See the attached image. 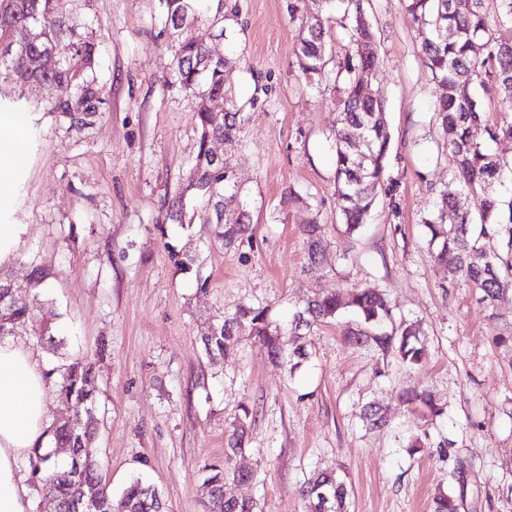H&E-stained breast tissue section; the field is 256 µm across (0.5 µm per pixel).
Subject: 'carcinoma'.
<instances>
[{
    "label": "carcinoma",
    "instance_id": "obj_1",
    "mask_svg": "<svg viewBox=\"0 0 512 512\" xmlns=\"http://www.w3.org/2000/svg\"><path fill=\"white\" fill-rule=\"evenodd\" d=\"M70 0H0V65L14 76L16 87L32 83L51 92V110L69 118L81 128L100 111L101 89L94 79L97 44L77 31L69 10ZM405 10L415 22L429 30L421 53L425 67L443 89L435 106V117L443 138L456 158L457 171L437 194L434 211L424 220L429 248L435 262L448 273V287L464 283L478 294V303L491 311L500 296L512 288V199L506 201L487 193V188L512 172V165L489 151L472 130L484 126L488 140L512 139V40L495 37L500 27H512V0H403ZM164 30L192 26L196 36L173 46L175 82L194 99L201 126L196 162L188 176L192 188L208 211L205 220L225 224L224 244L230 246L253 232L250 216L240 208L235 173L227 161L210 158L206 145L221 139L224 146H239L243 106L232 92L224 89L227 58L210 56L213 40L232 31L237 13H224L223 0H162ZM347 31L353 52L336 64L331 76L332 58L326 54L325 38L330 23ZM375 32L364 0H321L317 14L302 23L297 46V66L304 79L321 85L341 81L338 92V119L334 133V186L339 214L349 234L357 232L376 202L379 193L397 190L399 178L390 172L392 135L385 119L384 102L372 96L370 88L380 62L374 51ZM58 49L60 64L50 72L39 70L34 60L48 49ZM222 97L226 111L212 112L203 105L206 98ZM494 108L500 119L489 122L487 112ZM475 201V211L459 206L461 197ZM236 213L224 223L223 211ZM454 212L455 222L445 217ZM318 224L302 229L307 242V259L324 261ZM46 274L32 269L29 281L21 288L0 280V338L9 336L39 304L35 289L42 287ZM350 310L357 316L345 329L350 346L374 348L393 355L411 369L427 356V346L419 325L394 324L393 309L385 294L376 288H357L348 294L318 293L296 311L290 327L271 320L269 308L250 303L239 305L202 337L206 354L223 355L239 342L246 330L254 344L269 359L293 371L307 353L306 337L317 325L327 323ZM52 392L65 405L79 404L81 421L70 425L58 421L50 426L56 448H75L77 456L63 466L56 465L52 450L35 449L31 456L33 475L38 481H56L55 496L40 505V512H76V499L90 488L100 489L92 512H158L162 506L158 490L141 480L132 481L117 501L103 483L97 450L91 447L94 424V364L76 360L58 369ZM400 399L417 416L416 430L408 437L410 455L428 448H446L452 440H433L430 428L446 414V404L433 392L409 387ZM360 419L369 430L388 425L387 416L374 403L363 406ZM249 439L242 422L231 423L224 448V468L212 469L204 481L202 512H260L252 498L224 496V484L257 480L254 470L234 464V459L249 451ZM327 494L329 512H348L350 489L338 470L317 468L304 481L301 495L307 512H322V494ZM432 512H459L454 493L442 494L433 501Z\"/></svg>",
    "mask_w": 512,
    "mask_h": 512
}]
</instances>
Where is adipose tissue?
<instances>
[{"label": "adipose tissue", "mask_w": 512, "mask_h": 512, "mask_svg": "<svg viewBox=\"0 0 512 512\" xmlns=\"http://www.w3.org/2000/svg\"><path fill=\"white\" fill-rule=\"evenodd\" d=\"M28 112H0V170L16 165L32 128ZM49 378L24 340L0 342V512H28L22 464L44 446Z\"/></svg>", "instance_id": "obj_1"}]
</instances>
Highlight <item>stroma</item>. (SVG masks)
Returning <instances> with one entry per match:
<instances>
[{"label": "stroma", "mask_w": 512, "mask_h": 512, "mask_svg": "<svg viewBox=\"0 0 512 512\" xmlns=\"http://www.w3.org/2000/svg\"><path fill=\"white\" fill-rule=\"evenodd\" d=\"M237 10L225 86L244 101L239 146L229 154L252 236L225 247L220 228L178 224L167 213L199 149V120L173 82L160 0H72L71 17L98 44L95 72L106 105L76 131L29 89L5 111L29 112L34 129L22 166L7 174L11 207L0 223L22 224L16 261L0 277L47 278L41 303L16 329L46 367L95 364L94 448L103 481L120 497L133 477L153 484L170 512H200L210 465H223L230 423L249 407L246 462L259 485L226 483V496L255 497L262 512H306L299 489L310 470L333 466L351 486L350 512H431L454 492L461 512H512V353L464 285L428 253L424 225L455 159L433 112L440 89L421 59L424 32L402 0H372L395 199L380 197L348 235L333 172L336 94L297 76L302 19L314 0H224ZM322 226L326 259L309 264L299 228ZM193 257L191 269L170 252ZM377 288L395 319L419 322L427 358L406 369L394 357L347 345L343 313L314 328L295 373L270 362L249 336L209 358L201 337L243 303L268 307L287 325L304 301L338 287ZM61 345L42 348L43 331ZM420 386L447 400L431 432L452 444L408 455L418 419L398 395ZM377 402L390 424L365 429L361 406Z\"/></svg>", "instance_id": "1"}]
</instances>
